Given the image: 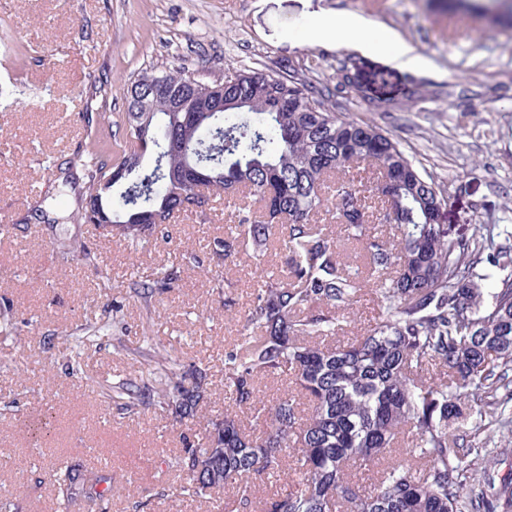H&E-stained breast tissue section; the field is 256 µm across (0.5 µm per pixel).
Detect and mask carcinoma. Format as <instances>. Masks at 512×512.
Returning a JSON list of instances; mask_svg holds the SVG:
<instances>
[{"instance_id": "1", "label": "carcinoma", "mask_w": 512, "mask_h": 512, "mask_svg": "<svg viewBox=\"0 0 512 512\" xmlns=\"http://www.w3.org/2000/svg\"><path fill=\"white\" fill-rule=\"evenodd\" d=\"M292 65L271 76L244 69L210 79L182 67L146 70L128 86L118 148L79 147L85 196L71 218L112 225V237L138 243L160 226L202 213L217 202L238 212L235 240L265 246L278 236L288 274L259 276L247 328L224 352V387L253 414L259 434L236 417L211 421L205 441L181 457V495L204 498L237 489V512L252 508V480L286 474L293 488L263 501L261 512H512V477L469 483L463 445L448 421L486 417L512 427V227L481 224L471 235L442 223L445 200L389 136L367 123L340 119L309 95ZM153 164L144 165L147 154ZM388 178L387 194L371 192L359 164ZM255 198L253 217L240 201ZM334 215L336 234L320 227ZM364 251L365 274L340 257V238ZM502 272L489 294L482 262ZM168 272L136 281L165 288ZM375 286L378 322L353 341L331 345L339 313ZM153 405L176 419L194 415L206 375L153 345ZM443 377L428 381L427 364ZM286 375L308 401L272 405L259 384ZM122 409L143 404L123 384ZM475 406L463 414L462 401ZM407 434L416 459L396 460L364 493L350 464L372 467ZM70 507L97 504L103 492L77 465L51 476Z\"/></svg>"}]
</instances>
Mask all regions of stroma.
<instances>
[{
  "mask_svg": "<svg viewBox=\"0 0 512 512\" xmlns=\"http://www.w3.org/2000/svg\"><path fill=\"white\" fill-rule=\"evenodd\" d=\"M351 15L385 27L428 60L403 70L377 46L339 47L314 34L321 15ZM334 87L340 117L390 134L447 201L443 221L472 234L479 224L512 225V26L431 7L428 0H0V504L9 512H210L211 500L181 495L182 443L200 442L207 422L236 413L224 388V350L240 335L262 271L285 273L278 249L240 247L234 262L216 254L228 237L227 211L211 209L130 245L69 218L76 195L64 174L86 141L85 109L117 116L143 70L208 66L233 77L245 68L279 75L283 64ZM354 77L345 91L341 73ZM103 86L90 97L91 83ZM47 211L49 222L35 220ZM80 240L110 258V284L90 261L64 251ZM177 270L172 287L143 302L132 271ZM225 287L215 288L212 272ZM380 310L361 294L339 319L336 343L374 324ZM98 330L69 372L65 334ZM206 373L195 417L173 423L152 406L133 412L113 400L118 382L141 383L145 337ZM49 416L53 427L32 446L23 424ZM479 471L499 456L512 471V431L471 432L449 423ZM112 451L104 466L98 451ZM80 462L112 481L103 508H64L48 481Z\"/></svg>",
  "mask_w": 512,
  "mask_h": 512,
  "instance_id": "stroma-1",
  "label": "stroma"
}]
</instances>
